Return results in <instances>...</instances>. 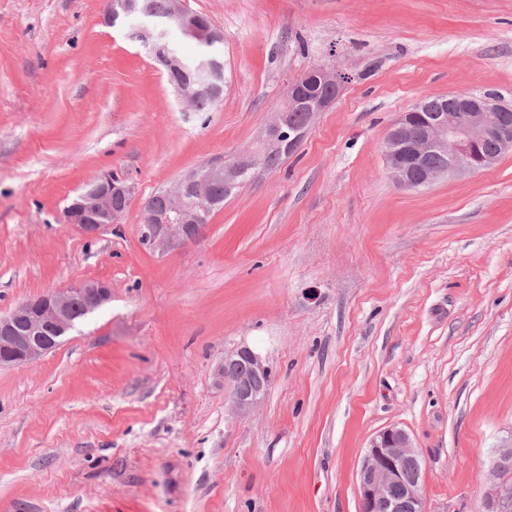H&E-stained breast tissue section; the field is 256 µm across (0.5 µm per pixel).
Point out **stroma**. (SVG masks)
<instances>
[{
	"instance_id": "obj_1",
	"label": "stroma",
	"mask_w": 512,
	"mask_h": 512,
	"mask_svg": "<svg viewBox=\"0 0 512 512\" xmlns=\"http://www.w3.org/2000/svg\"><path fill=\"white\" fill-rule=\"evenodd\" d=\"M224 34V100L180 103L107 0H0V315L107 282L40 360L0 366V512H359V469L397 424L429 512H484L512 472V152L408 189L388 133L429 96L512 106V0H186ZM339 74L295 153L199 240H141L146 201L255 148L289 83ZM132 185L89 240L65 218L104 171ZM271 371L236 416L216 377ZM217 376L229 386L232 409L239 416L256 409L271 381L269 367L248 347L226 355L217 368Z\"/></svg>"
}]
</instances>
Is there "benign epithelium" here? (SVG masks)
Returning <instances> with one entry per match:
<instances>
[{"label": "benign epithelium", "instance_id": "7a95c632", "mask_svg": "<svg viewBox=\"0 0 512 512\" xmlns=\"http://www.w3.org/2000/svg\"><path fill=\"white\" fill-rule=\"evenodd\" d=\"M120 16L137 17L143 24L132 37L151 47L157 61L168 74L180 68L170 54L166 41L167 29L175 27L185 35L210 44L224 43L223 33L214 25L194 24L195 12L186 8L184 0H169L165 20L158 22L146 10L142 0H111L105 14L108 24ZM326 94L305 121H292V110L302 97L301 79L288 85L286 97L268 123L261 148L248 150L222 164L200 167L180 181L176 189L161 191L146 203L141 234L146 242L166 251L200 236L202 225L208 222L215 202L209 188L216 182L234 183L245 172L266 163L271 151L282 149L292 153L304 139L315 116L326 111L341 90L340 79L331 71L315 68ZM171 84L184 104L194 105L202 97L221 101L224 91V58L207 56L198 67V77L190 81L173 80ZM454 108L442 112L433 120L414 108L396 120L387 138L386 162L397 182L410 189L425 187L441 176L461 170L487 169L499 157L512 151V124L496 114L495 101L488 96L450 93ZM491 138L497 145L493 153H483L479 145ZM438 155L439 165L430 163ZM133 188L105 171L97 177L94 191L79 192L65 209L67 221L90 239L119 223L121 211L116 202H128ZM110 286L101 281H86L62 291H46L20 303L6 315H0V366L35 362L59 346L45 336L48 331L61 333L72 324L71 308L80 298L91 313L110 301ZM217 376L231 390L233 411L239 416L250 414L260 404L270 385L271 373L262 358L248 347L239 348L224 357ZM420 459V453L409 433L398 425L378 431L370 440L359 470V512H375L382 504L383 512H427L422 477H404V463ZM512 468V433L502 439L496 450L492 471L499 473ZM489 502L502 505L498 512H512V487H496Z\"/></svg>", "mask_w": 512, "mask_h": 512}]
</instances>
